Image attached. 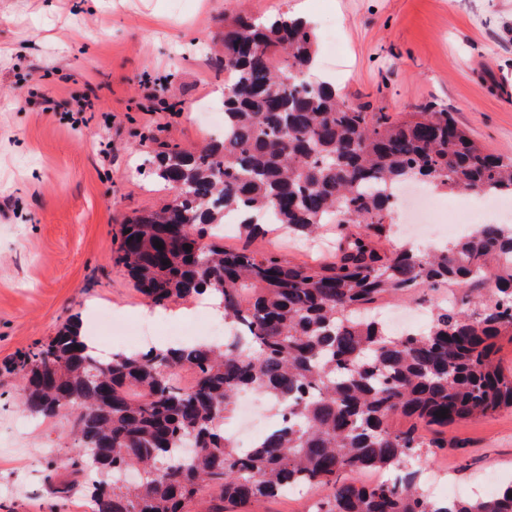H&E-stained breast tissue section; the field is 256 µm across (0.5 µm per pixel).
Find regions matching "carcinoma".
<instances>
[{
	"mask_svg": "<svg viewBox=\"0 0 512 512\" xmlns=\"http://www.w3.org/2000/svg\"><path fill=\"white\" fill-rule=\"evenodd\" d=\"M223 47V138L157 153L152 174L170 198L128 219L113 262L157 306L219 300L236 333L222 349L100 358L71 321L15 363L22 407L44 420L75 408L66 464H95L91 512H186L206 492L233 512L314 486L330 493L313 512H512V484L441 501L412 466L448 447L422 429L512 408V371L496 359L498 340H512V226L482 224L427 254L382 252L373 240L399 185L425 177L512 196V157L488 153L447 112H369L308 81L315 37L299 17L238 14ZM232 213L250 233L267 217L295 237L335 224L336 261L226 249L220 228ZM351 224L366 233H346ZM448 282L486 294L471 310L438 305L425 330L403 335L371 315L386 297ZM242 390L274 400L281 417L246 451L224 434ZM399 414L408 426H392ZM190 435L196 450L185 455ZM365 471L391 478L357 482Z\"/></svg>",
	"mask_w": 512,
	"mask_h": 512,
	"instance_id": "obj_1",
	"label": "carcinoma"
}]
</instances>
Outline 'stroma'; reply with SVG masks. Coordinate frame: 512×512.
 Segmentation results:
<instances>
[{
	"label": "stroma",
	"instance_id": "35a3bbf8",
	"mask_svg": "<svg viewBox=\"0 0 512 512\" xmlns=\"http://www.w3.org/2000/svg\"><path fill=\"white\" fill-rule=\"evenodd\" d=\"M308 12L317 37L336 26V56L313 78L368 110L451 112L489 152L512 155V0H0V512H88L87 472L62 464L71 419L24 417L13 361L79 320L99 339V314L151 312L112 255L134 213L168 190L151 175L158 143L200 148L204 107L222 110L216 58L224 19ZM53 111H46L47 101ZM448 218L512 212V197L446 193ZM274 250L317 264L336 255V227L312 238L275 231L224 246ZM426 467H449L457 498L485 479L512 481V409L455 424Z\"/></svg>",
	"mask_w": 512,
	"mask_h": 512
}]
</instances>
